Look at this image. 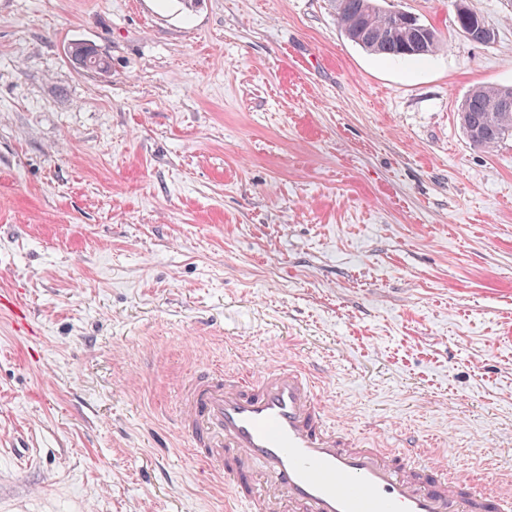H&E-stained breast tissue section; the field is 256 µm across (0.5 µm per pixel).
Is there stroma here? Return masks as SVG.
<instances>
[{
    "label": "stroma",
    "mask_w": 512,
    "mask_h": 512,
    "mask_svg": "<svg viewBox=\"0 0 512 512\" xmlns=\"http://www.w3.org/2000/svg\"><path fill=\"white\" fill-rule=\"evenodd\" d=\"M382 0L438 50L384 59L330 0H0V512H236L181 383L283 361L332 422L512 472V0ZM109 62L76 68L69 44ZM512 86L477 87L461 102L458 115L467 138L473 146L491 151L504 139L512 137ZM477 132V134H473Z\"/></svg>",
    "instance_id": "stroma-1"
}]
</instances>
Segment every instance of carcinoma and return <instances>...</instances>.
I'll return each instance as SVG.
<instances>
[{
    "mask_svg": "<svg viewBox=\"0 0 512 512\" xmlns=\"http://www.w3.org/2000/svg\"><path fill=\"white\" fill-rule=\"evenodd\" d=\"M336 20L347 38L372 54L387 58H403L402 49L418 35L424 36L420 51L425 56L438 49L435 31L410 15L397 16L380 7L378 0H332ZM459 25L473 26L476 38L484 31L479 18L466 9L465 0H457ZM504 98H512V86L477 87L461 102L458 115L467 138L473 146L491 151L512 137V106L497 108Z\"/></svg>",
    "mask_w": 512,
    "mask_h": 512,
    "instance_id": "1",
    "label": "carcinoma"
}]
</instances>
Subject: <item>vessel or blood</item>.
Returning a JSON list of instances; mask_svg holds the SVG:
<instances>
[{
	"mask_svg": "<svg viewBox=\"0 0 512 512\" xmlns=\"http://www.w3.org/2000/svg\"><path fill=\"white\" fill-rule=\"evenodd\" d=\"M178 428L240 512H512L497 474L468 489L426 449L336 428L294 362L234 377L197 370L182 385Z\"/></svg>",
	"mask_w": 512,
	"mask_h": 512,
	"instance_id": "obj_1",
	"label": "vessel or blood"
}]
</instances>
